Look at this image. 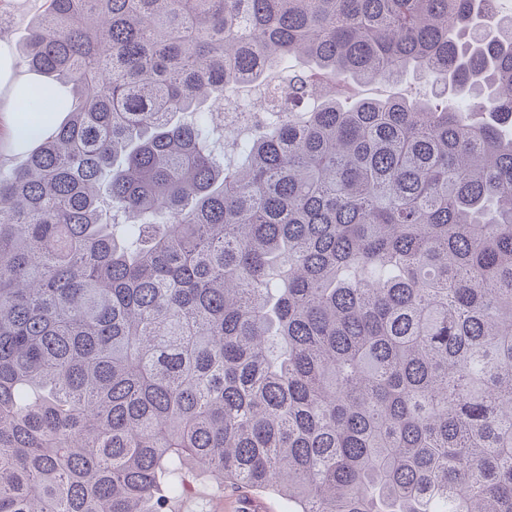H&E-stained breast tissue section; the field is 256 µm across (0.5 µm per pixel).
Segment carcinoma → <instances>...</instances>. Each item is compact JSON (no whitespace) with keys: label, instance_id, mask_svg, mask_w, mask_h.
Listing matches in <instances>:
<instances>
[{"label":"carcinoma","instance_id":"obj_1","mask_svg":"<svg viewBox=\"0 0 512 512\" xmlns=\"http://www.w3.org/2000/svg\"><path fill=\"white\" fill-rule=\"evenodd\" d=\"M47 0L0 172V512H512V16ZM276 118L223 162L226 93ZM418 74L444 101L346 103ZM228 94L230 98L247 99L254 102V112H262L263 108L266 106L264 100L259 99L257 97V90L255 88L242 87L239 89H235L234 91L229 92ZM250 101L237 100L233 102L230 107L224 103V112H227L229 108L244 110L250 106ZM172 512H288V502L274 492L224 486L218 491L210 477L188 474L185 488L171 502Z\"/></svg>","mask_w":512,"mask_h":512}]
</instances>
